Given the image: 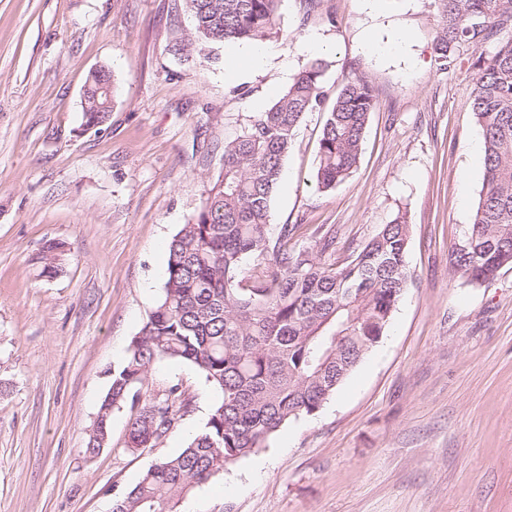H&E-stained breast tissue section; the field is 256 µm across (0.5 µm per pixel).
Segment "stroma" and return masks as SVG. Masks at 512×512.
Here are the masks:
<instances>
[{"label":"stroma","instance_id":"stroma-1","mask_svg":"<svg viewBox=\"0 0 512 512\" xmlns=\"http://www.w3.org/2000/svg\"><path fill=\"white\" fill-rule=\"evenodd\" d=\"M253 70L184 61L182 0H0V512H111L159 458L185 447L217 392L192 367L148 372L189 401L163 442L127 446L129 408L107 447L85 443L113 370L164 286L167 247L224 168V142L328 45L325 83L376 92L360 162L319 191L325 114H305L271 200V233L313 250L334 229L344 263L384 224H409L410 285L381 341L313 416L227 465L179 512H512V267L478 284L455 274L483 184L471 106L481 60L512 30L489 26L436 61L434 0H282ZM410 31V56L363 48ZM108 67L112 112L86 129L90 73ZM65 242L42 274L48 241Z\"/></svg>","mask_w":512,"mask_h":512}]
</instances>
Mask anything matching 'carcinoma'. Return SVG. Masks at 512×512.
I'll list each match as a JSON object with an SVG mask.
<instances>
[{"label": "carcinoma", "instance_id": "carcinoma-1", "mask_svg": "<svg viewBox=\"0 0 512 512\" xmlns=\"http://www.w3.org/2000/svg\"><path fill=\"white\" fill-rule=\"evenodd\" d=\"M194 36L178 51L211 62L226 42H257L275 33L281 0H183ZM441 21L439 66L453 62L460 43L487 38V23H512V0H435ZM111 81L100 70L98 92ZM324 67L315 60L267 110L224 143V169L207 190L194 220L168 246L167 277L124 364L113 371L86 452L106 444L112 413L135 410L127 446L153 448L188 402L179 385L145 389L148 372L170 360L196 369L220 399L205 424L178 453L158 459L130 489L112 499V512H178L182 498L224 467L266 447L286 422L319 411L384 335L407 286L408 224L397 216L350 260L318 258L335 251L327 230L316 252L288 247V225L269 235L270 203L284 158L304 115L322 109ZM106 96H90L85 124L109 118ZM375 94L361 78L343 81L333 97L319 143L318 188L332 190L359 163ZM472 111L482 129L483 186L469 242L454 254L455 270L470 281L493 280L512 266V37L479 65ZM65 243L49 242L40 262L57 272Z\"/></svg>", "mask_w": 512, "mask_h": 512}]
</instances>
